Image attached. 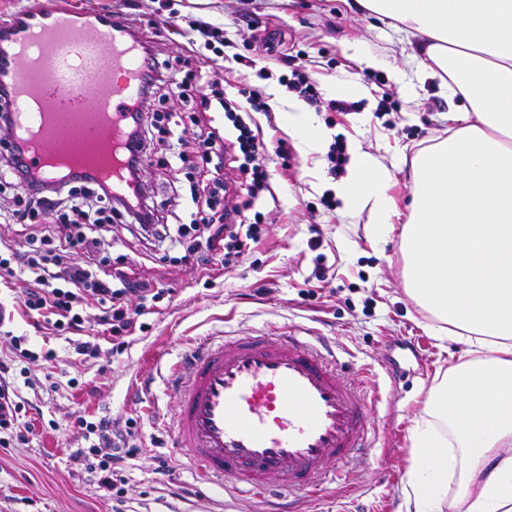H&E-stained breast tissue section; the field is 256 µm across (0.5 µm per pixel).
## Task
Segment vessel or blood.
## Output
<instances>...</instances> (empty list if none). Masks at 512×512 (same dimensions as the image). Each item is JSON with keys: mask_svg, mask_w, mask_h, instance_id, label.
Returning <instances> with one entry per match:
<instances>
[{"mask_svg": "<svg viewBox=\"0 0 512 512\" xmlns=\"http://www.w3.org/2000/svg\"><path fill=\"white\" fill-rule=\"evenodd\" d=\"M141 49L109 13L34 0L0 60L11 79V138L26 164L78 141L104 147L124 135L141 96ZM181 397L167 424L170 452L206 487L255 500L322 495L373 453L364 382L302 330L204 336L168 365Z\"/></svg>", "mask_w": 512, "mask_h": 512, "instance_id": "vessel-or-blood-1", "label": "vessel or blood"}]
</instances>
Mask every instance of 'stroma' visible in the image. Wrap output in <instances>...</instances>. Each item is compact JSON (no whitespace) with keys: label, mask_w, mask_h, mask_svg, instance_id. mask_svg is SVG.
I'll use <instances>...</instances> for the list:
<instances>
[{"label":"stroma","mask_w":512,"mask_h":512,"mask_svg":"<svg viewBox=\"0 0 512 512\" xmlns=\"http://www.w3.org/2000/svg\"><path fill=\"white\" fill-rule=\"evenodd\" d=\"M143 24L153 25V51L178 71L191 60L196 72L213 73L209 52L189 45L192 21L224 29V69L217 76L228 97L238 90L260 89L271 116L255 119L268 141L284 140L290 169L271 164L270 191L245 217L260 215L261 244L234 270L218 264L202 269L159 255L145 256L136 246L120 272L146 281L162 296L143 315L146 331L134 332L122 352L112 350L108 327L99 311L87 309L79 339L97 337L98 359L82 361L65 333L36 325L19 307L25 282L0 287V360L12 356L10 339L25 337L36 362L17 363L11 382L29 404L27 441L0 447V512H112L107 491L91 481L75 452L84 444L77 416L138 422L141 451L128 462L127 495L132 512L149 500L152 512H264L260 502L212 496L203 501L192 475L173 467L153 474L154 460L169 457V436L161 413L179 398L165 385L166 365L187 353L203 336L246 333L255 328L309 329L326 337L349 374L372 368L365 391L378 425L367 466L352 469L345 485L324 497L299 496L298 512H336L337 501L353 500L365 512H400L402 487L415 462L413 427L433 387L448 369L466 360L467 347L453 338L439 339L431 316L406 293L401 231L410 213L411 166L415 154L455 129L454 103L436 83L417 84L407 95L402 78L419 62L395 21L361 11L354 0H138ZM312 73L323 101L305 103L318 123L384 163L393 173L390 193L397 213L387 238L372 243L369 212L346 213L332 187L348 167L332 168L327 155L303 156L284 124L283 105L298 100L282 85L288 68ZM361 84L353 112L327 108L336 80ZM201 83L184 96L158 103L162 112L184 117L205 111L216 134L233 138L234 130L219 105L203 109ZM186 166L167 165L164 153L143 171L169 203V224H186L194 207L189 171L206 169L193 144L182 147ZM398 381H390L389 372Z\"/></svg>","instance_id":"1"}]
</instances>
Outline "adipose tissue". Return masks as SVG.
<instances>
[{"instance_id":"obj_1","label":"adipose tissue","mask_w":512,"mask_h":512,"mask_svg":"<svg viewBox=\"0 0 512 512\" xmlns=\"http://www.w3.org/2000/svg\"><path fill=\"white\" fill-rule=\"evenodd\" d=\"M396 20L420 59V80L459 98L461 126L412 164L411 215L402 232L409 296L437 332L470 347L415 422L416 462L403 488L414 512H512V0H356ZM285 125L304 155L330 138L300 103ZM390 169L353 150L334 192L369 211V237L395 213ZM456 493H449V483Z\"/></svg>"}]
</instances>
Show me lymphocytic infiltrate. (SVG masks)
<instances>
[{
	"label": "lymphocytic infiltrate",
	"instance_id": "obj_1",
	"mask_svg": "<svg viewBox=\"0 0 512 512\" xmlns=\"http://www.w3.org/2000/svg\"><path fill=\"white\" fill-rule=\"evenodd\" d=\"M207 85L236 130L235 140L224 143L221 136L205 128L200 118L174 123L169 115L151 114L143 106L137 107L125 129L131 153L124 178L133 191L124 199H114L108 183L88 175H76L60 184L44 182L22 164L21 149L11 147L0 153V177L9 179L24 203L23 208L12 211V220L22 223L40 218L66 231L63 242H54L48 235L34 236L28 250L0 257V281L21 279L27 283L22 301L26 315H37L57 332L78 331L83 325L80 308L92 305L100 312V322L109 326L116 349L125 348L126 333L135 330L138 317L146 314L149 302L158 300L160 292L148 283L107 273L111 254L121 245L119 239L108 234V227L118 214L126 215L142 237L181 246L184 263H211L208 218L197 217L174 229L165 224L163 205L156 203L154 190L141 178L145 161L157 144L168 146L175 140H193L206 160L233 150L243 157L239 171L254 199L268 187L267 152L284 159L288 151L281 143L268 146L261 128L251 127L236 105L226 99L218 79L208 80ZM221 218L226 222L223 264L231 267L243 258L248 242H259L260 224L231 223L227 212ZM11 370L10 362L0 361L1 448L9 447L11 439L24 437L20 417L26 406L18 392L9 389L6 377ZM77 424L87 443L86 448L77 450V457L83 459L88 473L98 474L99 485L112 497L113 512H122L129 484L127 461L138 453L136 421L120 425L105 418L90 421L81 416Z\"/></svg>",
	"mask_w": 512,
	"mask_h": 512
}]
</instances>
